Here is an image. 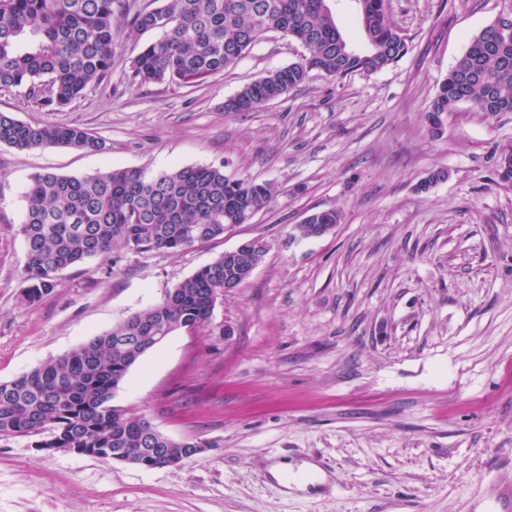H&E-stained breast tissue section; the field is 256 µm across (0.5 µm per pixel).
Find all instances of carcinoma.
<instances>
[{
  "label": "carcinoma",
  "instance_id": "cac0c4a2",
  "mask_svg": "<svg viewBox=\"0 0 512 512\" xmlns=\"http://www.w3.org/2000/svg\"><path fill=\"white\" fill-rule=\"evenodd\" d=\"M365 37L361 51L341 33L326 0H161L133 13L134 33L159 38L130 62L129 80L143 85L187 86L234 67L271 34L300 43L298 62L245 85L224 101L226 112H252L277 100L317 71L335 79L376 72L404 56L405 39L392 26L387 0H354ZM124 0H0V88L26 87L34 102L52 111L80 98L112 72V19ZM494 25L475 34L431 102V130L458 104L478 112H512V36L492 45ZM0 144L18 150L48 145L102 151L104 140L70 125L31 124L0 112ZM267 182L230 179L220 167L185 166L153 173L113 169L86 176L32 175L20 224L33 304L58 286L61 272L120 245L144 254L180 252L224 236L231 224H248L272 197ZM334 210L315 212L295 225L332 231ZM265 245L253 241L232 261L217 257L179 282L168 297L138 311L77 350L0 383V435L49 433L43 448H70L109 458L117 450L193 447L166 445L146 433L144 420L111 404L130 367L155 347L154 338L206 326L224 288L245 282Z\"/></svg>",
  "mask_w": 512,
  "mask_h": 512
}]
</instances>
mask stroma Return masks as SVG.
Wrapping results in <instances>:
<instances>
[{"label":"stroma","instance_id":"obj_1","mask_svg":"<svg viewBox=\"0 0 512 512\" xmlns=\"http://www.w3.org/2000/svg\"><path fill=\"white\" fill-rule=\"evenodd\" d=\"M407 52L375 73L311 72L251 112L225 99L303 47L274 35L203 84H131L156 35L112 22L108 81L60 111L0 89V112L66 124L101 152L0 144V382L11 381L159 302L246 240L266 246L208 326L147 351L114 406L163 434L206 442L163 469L0 437V512H486L512 486V113L459 104L439 134L427 111L470 38L512 19V0H388ZM220 166L270 182L247 224L182 252L124 247L65 270L35 304L19 231L33 174ZM447 180L420 183L435 170ZM336 228L296 236L310 214ZM318 459L336 497L285 491L276 462ZM341 221V216L339 212L334 210H328V211H320L315 212L309 217L303 221L302 224H296L295 230L301 237H309L311 236V227L315 225L311 224H320L318 226L322 227L324 232L326 231H332L337 224H339Z\"/></svg>","mask_w":512,"mask_h":512}]
</instances>
